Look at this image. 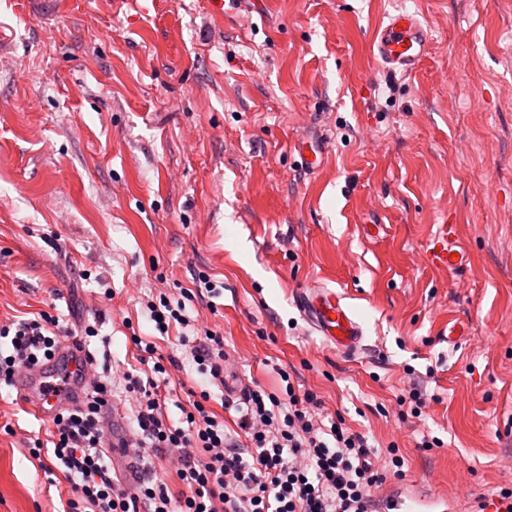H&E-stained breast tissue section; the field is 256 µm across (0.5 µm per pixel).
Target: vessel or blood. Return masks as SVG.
Masks as SVG:
<instances>
[{
	"instance_id": "1",
	"label": "vessel or blood",
	"mask_w": 512,
	"mask_h": 512,
	"mask_svg": "<svg viewBox=\"0 0 512 512\" xmlns=\"http://www.w3.org/2000/svg\"><path fill=\"white\" fill-rule=\"evenodd\" d=\"M431 42V32L419 13L404 9L386 16L373 46L388 70L408 73L428 52ZM424 260L428 266L451 274L466 266L468 256L460 248L455 225H434L425 244ZM295 304L303 319L328 345L352 355L360 350L363 327L343 293L333 288H310L298 295ZM83 357V351L69 343L59 351L57 362L33 367L19 376L20 391L39 414L52 415L83 398L87 381L77 375ZM63 372L70 375L66 390L44 396V388Z\"/></svg>"
}]
</instances>
